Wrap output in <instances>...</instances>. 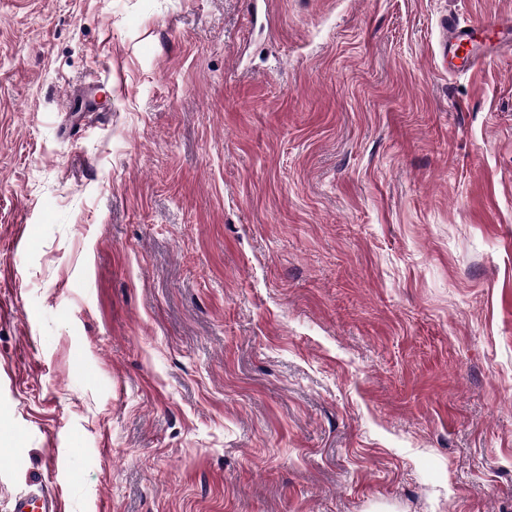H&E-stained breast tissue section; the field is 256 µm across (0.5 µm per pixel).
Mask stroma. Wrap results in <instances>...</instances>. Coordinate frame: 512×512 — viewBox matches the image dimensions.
Returning <instances> with one entry per match:
<instances>
[{
  "mask_svg": "<svg viewBox=\"0 0 512 512\" xmlns=\"http://www.w3.org/2000/svg\"><path fill=\"white\" fill-rule=\"evenodd\" d=\"M512 0H0V512H512ZM443 39V59L448 56V73H464L471 70L479 61L491 59L490 54L477 50L479 45H490L494 36L495 51L500 45H510L512 33L511 18H494L490 27L475 25L473 22L462 25L455 17H445L440 21ZM468 29V32H465ZM56 497L34 491L20 496L14 502L13 512H57Z\"/></svg>",
  "mask_w": 512,
  "mask_h": 512,
  "instance_id": "1",
  "label": "stroma"
}]
</instances>
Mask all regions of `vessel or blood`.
<instances>
[{"instance_id": "b4317fda", "label": "vessel or blood", "mask_w": 512, "mask_h": 512, "mask_svg": "<svg viewBox=\"0 0 512 512\" xmlns=\"http://www.w3.org/2000/svg\"><path fill=\"white\" fill-rule=\"evenodd\" d=\"M443 39V53L448 58L449 70L464 73L479 61L488 60L489 55L482 49L483 44L492 42L504 45L512 40V17L492 19L490 26H465L453 17L440 22ZM13 512H58L55 497L40 491L20 496L14 502Z\"/></svg>"}]
</instances>
